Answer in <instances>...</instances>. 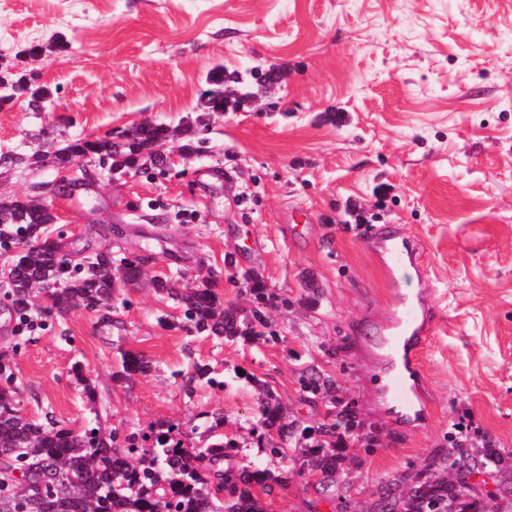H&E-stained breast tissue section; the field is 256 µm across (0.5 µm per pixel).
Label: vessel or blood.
<instances>
[{"instance_id": "vessel-or-blood-1", "label": "vessel or blood", "mask_w": 512, "mask_h": 512, "mask_svg": "<svg viewBox=\"0 0 512 512\" xmlns=\"http://www.w3.org/2000/svg\"><path fill=\"white\" fill-rule=\"evenodd\" d=\"M375 244L394 292V309L387 321L379 324L377 335L368 346L382 360L375 391L395 420L413 424L422 421L426 413L421 354L436 313L429 289L414 293L403 286L409 271L418 266L416 245L397 236L378 238Z\"/></svg>"}]
</instances>
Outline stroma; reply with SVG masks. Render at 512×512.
Listing matches in <instances>:
<instances>
[{
    "label": "stroma",
    "mask_w": 512,
    "mask_h": 512,
    "mask_svg": "<svg viewBox=\"0 0 512 512\" xmlns=\"http://www.w3.org/2000/svg\"><path fill=\"white\" fill-rule=\"evenodd\" d=\"M257 65L286 71L268 111L208 115L207 73ZM14 67L55 109L0 105V201L43 196L72 263L107 244L115 264L144 261L109 306L62 318L43 298L37 329L0 335L24 415L120 443L170 426L188 448L235 440L236 465L285 480L266 512H366L459 432L512 450V0H0V70ZM146 120L203 121L206 153L115 181L91 166L63 191L61 170L32 162ZM160 220L159 239L131 230ZM386 229L418 244L439 311L416 430L383 412L363 344L390 306L367 243ZM252 276L271 298L264 339L188 332L151 285L208 280L245 317ZM127 352L150 372L124 377ZM314 371L335 397L304 390ZM266 391L293 425L273 462L254 430ZM343 404L374 440L349 441L356 464L326 485L302 453Z\"/></svg>",
    "instance_id": "stroma-1"
}]
</instances>
